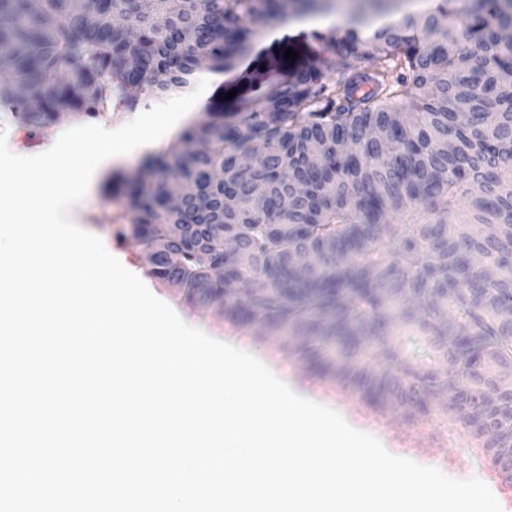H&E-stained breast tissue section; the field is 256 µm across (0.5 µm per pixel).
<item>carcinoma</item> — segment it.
I'll return each mask as SVG.
<instances>
[{
    "mask_svg": "<svg viewBox=\"0 0 512 512\" xmlns=\"http://www.w3.org/2000/svg\"><path fill=\"white\" fill-rule=\"evenodd\" d=\"M362 3L316 53L227 120L186 130L128 190L131 224H222L241 245L224 282L214 239L153 273L199 303L262 317L273 336L384 406L446 407L512 460V0H433L377 24ZM294 0H0V112L131 109L204 68H236L252 24ZM462 206L457 224L448 214ZM406 329L428 359L403 350Z\"/></svg>",
    "mask_w": 512,
    "mask_h": 512,
    "instance_id": "1",
    "label": "carcinoma"
}]
</instances>
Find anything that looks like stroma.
Wrapping results in <instances>:
<instances>
[{
    "instance_id": "1",
    "label": "stroma",
    "mask_w": 512,
    "mask_h": 512,
    "mask_svg": "<svg viewBox=\"0 0 512 512\" xmlns=\"http://www.w3.org/2000/svg\"><path fill=\"white\" fill-rule=\"evenodd\" d=\"M143 161V155L128 156L101 174L81 202V227L99 236L107 251L138 275L154 295L186 323L259 357L298 394L337 410L354 428L379 438L390 453L437 467L455 479L476 477L489 487L512 493V481L494 466L487 451L476 446L453 420L439 416L435 405L419 412L364 400L359 392L336 384L314 358L300 353L297 346L284 344L256 323L230 322L221 303H196L183 289L154 277L146 258L147 248L133 235L131 225L91 222V215L102 208L125 209V184L139 176Z\"/></svg>"
}]
</instances>
